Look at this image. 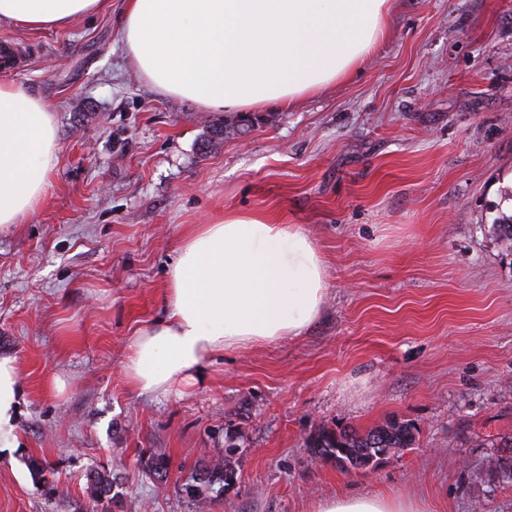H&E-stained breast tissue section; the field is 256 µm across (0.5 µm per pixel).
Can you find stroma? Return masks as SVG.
<instances>
[{
  "mask_svg": "<svg viewBox=\"0 0 512 512\" xmlns=\"http://www.w3.org/2000/svg\"><path fill=\"white\" fill-rule=\"evenodd\" d=\"M123 9L41 31L0 21L15 61L0 81L53 105L59 142L47 197L0 232V355L22 380L0 512H92L85 474L102 463L118 512H196L184 487L229 435L237 480L206 490L208 512H313L336 494L512 512V448L497 445L512 434V254L490 232L512 210V0H395L348 80L241 114L149 86ZM229 210L315 241L322 311L298 336L215 355L191 387L138 393L130 338L163 317L188 228ZM389 419L412 425L413 447L356 471L311 456L319 429ZM146 450L169 457L166 481L145 474ZM33 456L55 467L56 495L36 489Z\"/></svg>",
  "mask_w": 512,
  "mask_h": 512,
  "instance_id": "35a3bbf8",
  "label": "stroma"
}]
</instances>
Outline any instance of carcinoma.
<instances>
[{"label":"carcinoma","instance_id":"cac0c4a2","mask_svg":"<svg viewBox=\"0 0 512 512\" xmlns=\"http://www.w3.org/2000/svg\"><path fill=\"white\" fill-rule=\"evenodd\" d=\"M491 232L497 244L504 251L512 253V213L499 212L491 224ZM415 445L414 428L403 421L389 420L368 431L360 432L349 426L322 428L310 438L309 447L321 462H332L342 470H363L382 456L411 448ZM234 442L224 448V458L209 461L200 466L192 477L193 483L186 485L185 492L197 499L199 507L207 506V498L201 488L224 489L234 481L233 457L238 455ZM28 465L34 484L46 496L55 493L54 481L46 476L47 466L40 458L32 457ZM169 471V461L163 453H153L145 461V472L149 477L164 481ZM86 489L90 498L105 506V512H112V506L122 501L123 492L118 490L116 477L105 465L92 468L86 475Z\"/></svg>","mask_w":512,"mask_h":512}]
</instances>
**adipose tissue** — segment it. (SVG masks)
I'll return each mask as SVG.
<instances>
[{
  "label": "adipose tissue",
  "instance_id": "adipose-tissue-1",
  "mask_svg": "<svg viewBox=\"0 0 512 512\" xmlns=\"http://www.w3.org/2000/svg\"><path fill=\"white\" fill-rule=\"evenodd\" d=\"M104 0H0V21L34 30L92 16ZM390 0H125L121 41L158 92L213 112L290 106L360 70L385 35ZM59 145L50 104L0 82V231L23 223L50 186ZM164 318L140 328L123 371L165 396L214 355L299 335L325 299V262L296 225L230 211L196 224L169 266ZM22 387L0 355V447L17 443ZM315 512H418L378 495L318 501Z\"/></svg>",
  "mask_w": 512,
  "mask_h": 512
}]
</instances>
